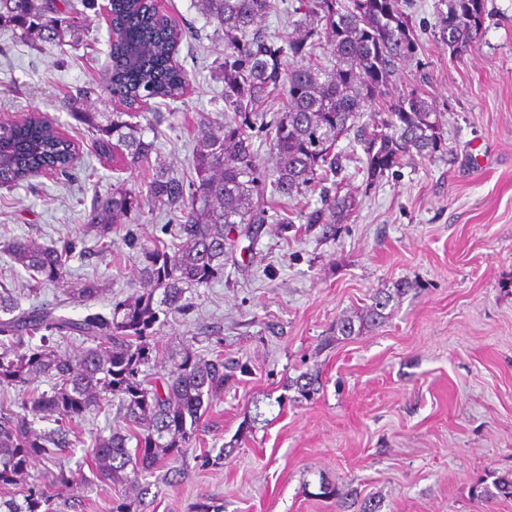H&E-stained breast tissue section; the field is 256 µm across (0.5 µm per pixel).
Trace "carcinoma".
I'll return each mask as SVG.
<instances>
[{
	"label": "carcinoma",
	"instance_id": "cac0c4a2",
	"mask_svg": "<svg viewBox=\"0 0 512 512\" xmlns=\"http://www.w3.org/2000/svg\"><path fill=\"white\" fill-rule=\"evenodd\" d=\"M207 24L224 38V58L214 68L224 84V125L221 133L204 119L183 182L160 167L132 191L117 182L112 192L91 202L89 223L78 227L62 247H43L16 239L7 249L16 265L28 272L32 287L63 281L78 247L89 239L104 255L112 251V229L138 224L144 199L162 207L178 221L180 243L156 240L139 246L136 273L147 288L119 300L109 312L78 319L52 309L20 307L13 293L0 290V385L24 387L45 377L49 390L0 405V486L28 475L33 459L53 461L73 445V424L105 400H118L126 427L95 438L86 452L88 468L107 491L113 492L112 512H147L153 475L174 463L199 439L200 420L224 394L227 373L238 367L224 354L205 358L187 347L181 359L163 373L148 378L141 367L157 351L160 316L183 309L186 290L207 286L224 277V256L235 247L233 232L256 236L272 218L265 194L288 199L319 192L320 205L301 215L311 227L334 229L347 223L354 201L331 192L344 171L343 157L334 151L365 107L385 94L399 64L418 55L419 43L399 0H299L305 33L292 39L271 36L260 21L276 8V0H196ZM95 8V0H0V28L21 38H34L65 52L81 39L78 16ZM487 0H448L439 38L450 53L480 44ZM109 24L124 38L109 43L110 59L104 85L89 83L68 92L64 106L94 137L104 157L120 148L128 165L150 164L155 142L145 140L133 122L142 101L174 100L188 85L186 72L172 60L182 32L159 19L149 0H111ZM325 45L334 64L326 66L315 50ZM105 89L126 108L103 124L99 113L84 105ZM274 94L284 100L276 119L266 122L257 112ZM383 117L360 143L367 176H383L415 155L432 157L444 151L442 114L425 94L412 90L382 109ZM264 133L274 164L259 166L254 132ZM7 149L0 152V186H12L44 175L66 176L76 145L48 126L39 114L0 135ZM331 186H326V183ZM102 292L94 281L74 289L87 304ZM392 298L378 292L367 320L384 318ZM76 335L90 343L74 357L62 356L56 338ZM288 386L304 399L320 388L319 375L302 372ZM53 422L37 429L34 419ZM24 504L9 502L7 512H51L46 504L55 489L70 484L61 470L55 484L29 475ZM480 501L512 497V480L478 484Z\"/></svg>",
	"mask_w": 512,
	"mask_h": 512
}]
</instances>
